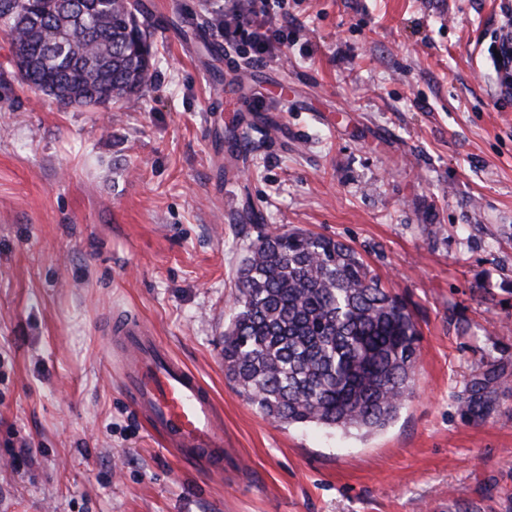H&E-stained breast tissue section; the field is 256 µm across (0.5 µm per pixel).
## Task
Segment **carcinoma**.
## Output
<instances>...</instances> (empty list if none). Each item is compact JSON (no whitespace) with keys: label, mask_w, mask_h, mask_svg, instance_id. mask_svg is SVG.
Instances as JSON below:
<instances>
[{"label":"carcinoma","mask_w":512,"mask_h":512,"mask_svg":"<svg viewBox=\"0 0 512 512\" xmlns=\"http://www.w3.org/2000/svg\"><path fill=\"white\" fill-rule=\"evenodd\" d=\"M11 77L103 108L139 94L154 67L136 0H0ZM224 375L259 412L291 425L372 432L413 394L419 331L406 305L345 243L300 229L261 237L237 273ZM490 404L477 384L463 401Z\"/></svg>","instance_id":"carcinoma-1"}]
</instances>
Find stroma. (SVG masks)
Here are the masks:
<instances>
[{"label": "stroma", "instance_id": "stroma-1", "mask_svg": "<svg viewBox=\"0 0 512 512\" xmlns=\"http://www.w3.org/2000/svg\"><path fill=\"white\" fill-rule=\"evenodd\" d=\"M139 3L156 65L119 110L0 83V512H512V96L488 56L512 0H282L266 63L196 40L224 0ZM286 228L354 248L414 316L415 394L382 431L274 422L224 376L237 269ZM123 315L213 391L223 477L123 397Z\"/></svg>", "mask_w": 512, "mask_h": 512}]
</instances>
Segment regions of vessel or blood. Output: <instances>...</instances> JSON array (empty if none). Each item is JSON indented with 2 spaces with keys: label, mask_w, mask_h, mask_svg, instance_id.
<instances>
[{
  "label": "vessel or blood",
  "mask_w": 512,
  "mask_h": 512,
  "mask_svg": "<svg viewBox=\"0 0 512 512\" xmlns=\"http://www.w3.org/2000/svg\"><path fill=\"white\" fill-rule=\"evenodd\" d=\"M110 333L123 346L122 387L135 411L176 456L222 475V420L208 389L140 318H116Z\"/></svg>",
  "instance_id": "vessel-or-blood-1"
}]
</instances>
